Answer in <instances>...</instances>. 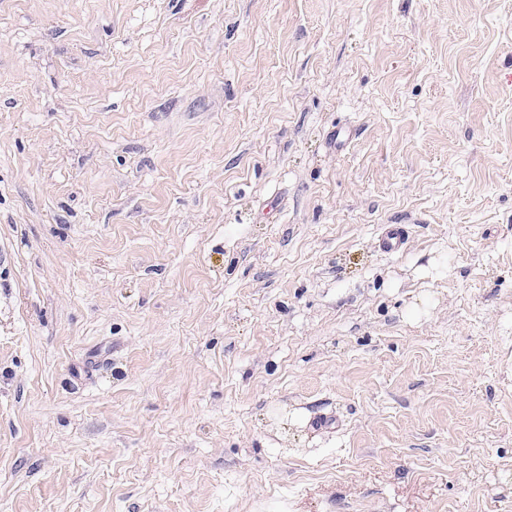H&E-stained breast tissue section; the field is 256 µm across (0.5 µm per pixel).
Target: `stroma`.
<instances>
[{
	"label": "stroma",
	"instance_id": "35a3bbf8",
	"mask_svg": "<svg viewBox=\"0 0 512 512\" xmlns=\"http://www.w3.org/2000/svg\"><path fill=\"white\" fill-rule=\"evenodd\" d=\"M0 245V512H512V0H0ZM407 237L408 235L401 226L389 224L381 232L378 246L387 253L399 252L406 247Z\"/></svg>",
	"mask_w": 512,
	"mask_h": 512
}]
</instances>
